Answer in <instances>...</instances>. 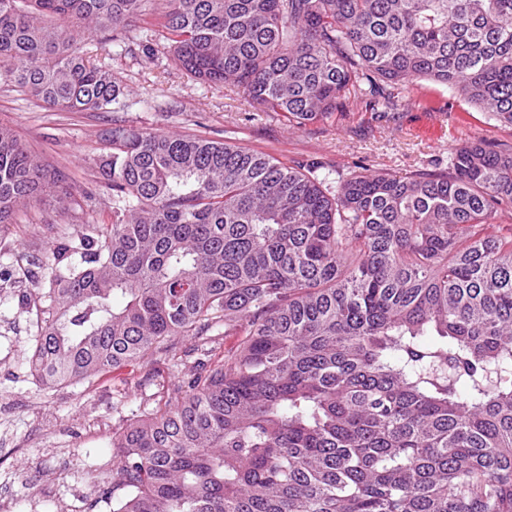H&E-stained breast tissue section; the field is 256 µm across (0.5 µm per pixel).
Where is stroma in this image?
Masks as SVG:
<instances>
[{"label":"stroma","mask_w":512,"mask_h":512,"mask_svg":"<svg viewBox=\"0 0 512 512\" xmlns=\"http://www.w3.org/2000/svg\"><path fill=\"white\" fill-rule=\"evenodd\" d=\"M154 48V63L115 54L112 68L129 92L128 109L116 116L64 112L22 91L0 90V123L53 179L43 202L0 225V273L14 284L0 288V502L7 512H110L97 484L116 462L113 435L155 401L183 397L203 364L227 358L240 342L218 324L196 336L167 337L100 379L46 386L32 376L52 250L83 225L112 221V195L93 164L108 150L100 133L112 120L227 140L290 165L316 166L333 181L369 170L397 178L444 174L455 150L477 139L512 149V127L427 80L385 116L351 112L297 128L244 90L199 82L175 64L166 41ZM64 195L77 203L75 213L55 208L54 197Z\"/></svg>","instance_id":"stroma-1"}]
</instances>
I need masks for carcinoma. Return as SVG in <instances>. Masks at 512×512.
I'll return each instance as SVG.
<instances>
[{"instance_id":"obj_1","label":"carcinoma","mask_w":512,"mask_h":512,"mask_svg":"<svg viewBox=\"0 0 512 512\" xmlns=\"http://www.w3.org/2000/svg\"><path fill=\"white\" fill-rule=\"evenodd\" d=\"M149 0H0V89L124 105ZM173 60L291 126L390 112L424 79L512 126V0H166ZM112 223L52 251L31 365L101 377L224 322L236 352L112 436V512H512V151L450 174L317 167L114 120ZM48 172L0 124V224Z\"/></svg>"}]
</instances>
